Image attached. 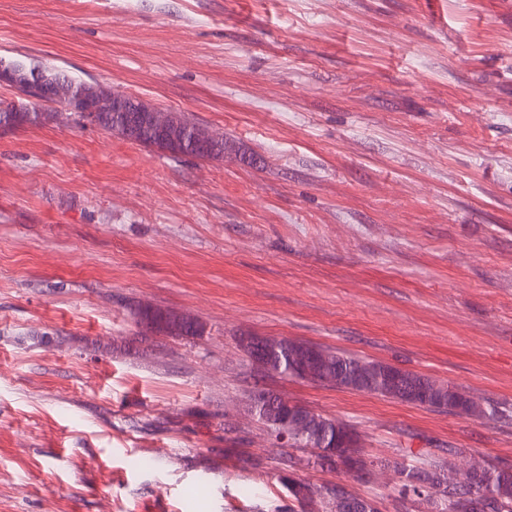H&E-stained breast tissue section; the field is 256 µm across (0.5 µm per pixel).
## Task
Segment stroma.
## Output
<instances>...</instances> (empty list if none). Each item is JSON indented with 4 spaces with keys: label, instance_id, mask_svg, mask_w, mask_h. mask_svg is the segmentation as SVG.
Here are the masks:
<instances>
[{
    "label": "stroma",
    "instance_id": "35a3bbf8",
    "mask_svg": "<svg viewBox=\"0 0 512 512\" xmlns=\"http://www.w3.org/2000/svg\"><path fill=\"white\" fill-rule=\"evenodd\" d=\"M0 57L187 114L224 159L0 130V512H294L249 393L377 465L512 466V0H0ZM149 305L194 338L144 336ZM450 383L499 419L256 369L241 333ZM261 467H253V458ZM381 512H429L372 471Z\"/></svg>",
    "mask_w": 512,
    "mask_h": 512
}]
</instances>
